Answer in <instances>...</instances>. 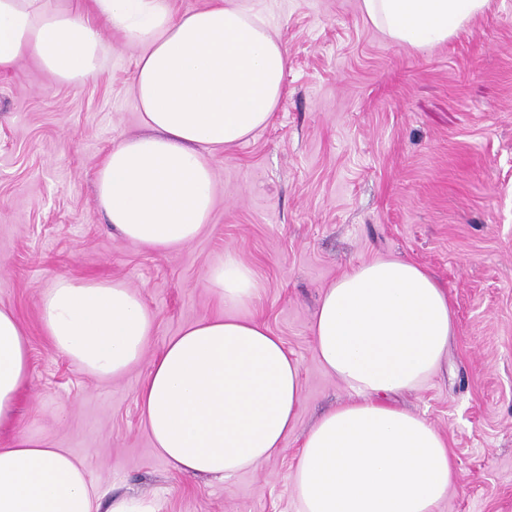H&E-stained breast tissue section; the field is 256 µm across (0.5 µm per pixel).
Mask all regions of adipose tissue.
<instances>
[{
  "label": "adipose tissue",
  "mask_w": 512,
  "mask_h": 512,
  "mask_svg": "<svg viewBox=\"0 0 512 512\" xmlns=\"http://www.w3.org/2000/svg\"><path fill=\"white\" fill-rule=\"evenodd\" d=\"M487 0H362L390 39L447 41ZM137 49L128 88L146 134L123 140L94 178L108 224L130 245L172 251L192 243L214 204L213 154L271 121L288 55L247 0H212L176 13L172 0H0V73L33 58L57 83L77 85L107 55L99 27ZM219 303L259 294L234 250L207 272ZM52 348L91 376L138 364L154 328L141 295L119 280L58 277L40 296ZM313 348L354 394L303 439L293 476L300 512H437L459 483L447 443L423 417L390 404L435 376L456 333L448 294L420 266L377 259L325 288ZM29 378L25 333L0 309V427ZM158 454L190 476L226 477L276 456L295 428L300 365L256 317L200 319L171 337L139 391ZM84 463L40 437L0 442V512H98Z\"/></svg>",
  "instance_id": "1"
}]
</instances>
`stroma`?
I'll return each instance as SVG.
<instances>
[{
	"label": "stroma",
	"mask_w": 512,
	"mask_h": 512,
	"mask_svg": "<svg viewBox=\"0 0 512 512\" xmlns=\"http://www.w3.org/2000/svg\"><path fill=\"white\" fill-rule=\"evenodd\" d=\"M288 54L270 124L216 152V200L191 244L124 242L99 211L98 162L143 133L127 88L137 51L103 30L108 53L84 84L55 83L32 58L0 74V309L29 345L30 380L10 433L80 458L102 492L156 499L161 512H298L303 436L351 391L326 373L311 337L323 288L361 263L400 258L446 289L457 331L440 373L395 398L447 440L460 483L439 512H512V0H489L447 42L416 49L365 17L361 0H253ZM260 286L246 306L212 296L227 248ZM61 275L118 279L154 329L118 379L79 371L49 345L44 288ZM260 317L300 364L297 424L282 451L231 477L175 471L137 401L152 360L209 316Z\"/></svg>",
	"instance_id": "35a3bbf8"
}]
</instances>
